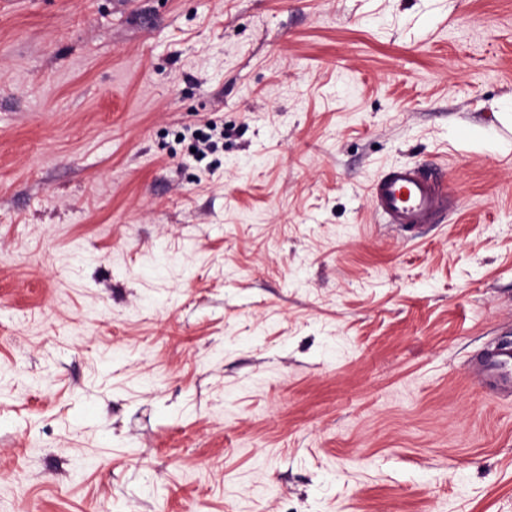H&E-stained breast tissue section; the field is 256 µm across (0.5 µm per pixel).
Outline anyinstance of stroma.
I'll list each match as a JSON object with an SVG mask.
<instances>
[{
  "label": "stroma",
  "instance_id": "obj_1",
  "mask_svg": "<svg viewBox=\"0 0 512 512\" xmlns=\"http://www.w3.org/2000/svg\"><path fill=\"white\" fill-rule=\"evenodd\" d=\"M507 112L512 0H0V512H512ZM373 210L386 224L414 226L435 224L448 205V185L442 178L417 165L393 166L368 186ZM475 371L481 383L512 394V344L501 343L478 356Z\"/></svg>",
  "mask_w": 512,
  "mask_h": 512
}]
</instances>
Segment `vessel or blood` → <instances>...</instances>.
<instances>
[{"instance_id":"b4317fda","label":"vessel or blood","mask_w":512,"mask_h":512,"mask_svg":"<svg viewBox=\"0 0 512 512\" xmlns=\"http://www.w3.org/2000/svg\"><path fill=\"white\" fill-rule=\"evenodd\" d=\"M368 195L386 223L401 226L434 223L448 205L446 182L417 165L387 169L369 184ZM475 371L481 383L512 393V344L496 345L478 356Z\"/></svg>"}]
</instances>
